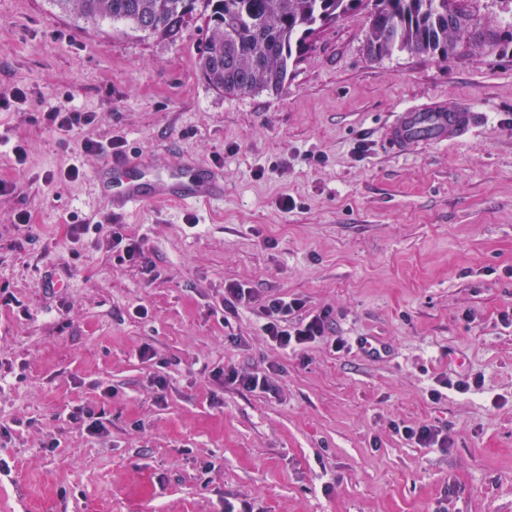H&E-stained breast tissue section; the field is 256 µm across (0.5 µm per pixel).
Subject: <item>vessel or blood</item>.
I'll return each instance as SVG.
<instances>
[{
	"label": "vessel or blood",
	"instance_id": "b4317fda",
	"mask_svg": "<svg viewBox=\"0 0 512 512\" xmlns=\"http://www.w3.org/2000/svg\"><path fill=\"white\" fill-rule=\"evenodd\" d=\"M474 120L470 109L410 107L389 127L386 142L396 150L451 142ZM93 184L116 214L162 203L217 205L224 201V179L217 167L189 163L177 155L159 161L127 154L112 157L95 172Z\"/></svg>",
	"mask_w": 512,
	"mask_h": 512
}]
</instances>
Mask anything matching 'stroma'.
Masks as SVG:
<instances>
[{
  "instance_id": "1",
  "label": "stroma",
  "mask_w": 512,
  "mask_h": 512,
  "mask_svg": "<svg viewBox=\"0 0 512 512\" xmlns=\"http://www.w3.org/2000/svg\"><path fill=\"white\" fill-rule=\"evenodd\" d=\"M458 6L477 53L370 56L359 10L310 35L282 92L228 95L197 71L203 9L170 36L0 0V95L27 93L0 133L28 149L22 168L0 151L18 185L0 194V512H512V0ZM433 104L477 122L450 144H385L398 112ZM54 106L96 113L90 136L139 156L219 162L223 205L121 217L148 271L72 244L69 214L108 234L112 207L100 159L57 180L81 137L44 123ZM230 282L330 310L348 350H274L255 310L225 320ZM227 364L278 366L277 394L221 385ZM77 405L108 434L70 423ZM70 422L80 424L85 427V430L92 435H101L107 433L108 423L105 413L102 411H95L90 407L77 406L68 413ZM406 439L414 440L417 444L422 446L438 445L441 448L447 447L448 435L443 434L442 430L434 427L421 426L417 429L404 426L401 430Z\"/></svg>"
}]
</instances>
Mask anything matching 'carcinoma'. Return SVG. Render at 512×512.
<instances>
[{
  "label": "carcinoma",
  "instance_id": "obj_1",
  "mask_svg": "<svg viewBox=\"0 0 512 512\" xmlns=\"http://www.w3.org/2000/svg\"><path fill=\"white\" fill-rule=\"evenodd\" d=\"M196 0H54L87 21L124 22L172 35ZM206 37L198 47L203 79L226 94L278 92L307 37L364 0H203ZM367 48L375 57L408 52L446 57L465 43L466 17L455 0H372Z\"/></svg>",
  "mask_w": 512,
  "mask_h": 512
}]
</instances>
